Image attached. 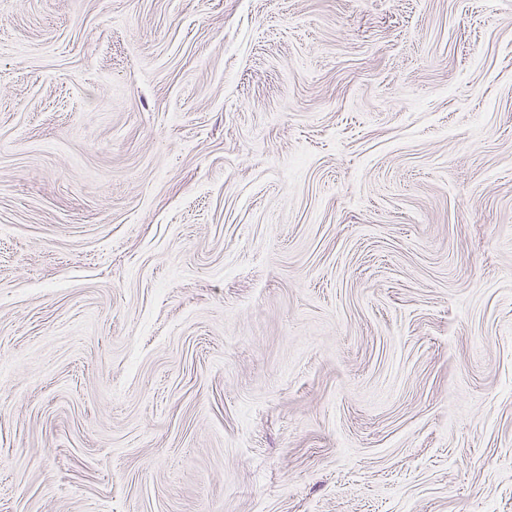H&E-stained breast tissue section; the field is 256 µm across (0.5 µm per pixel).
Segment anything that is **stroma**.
I'll return each mask as SVG.
<instances>
[{
  "instance_id": "stroma-1",
  "label": "stroma",
  "mask_w": 512,
  "mask_h": 512,
  "mask_svg": "<svg viewBox=\"0 0 512 512\" xmlns=\"http://www.w3.org/2000/svg\"><path fill=\"white\" fill-rule=\"evenodd\" d=\"M0 512H512V0H0Z\"/></svg>"
}]
</instances>
